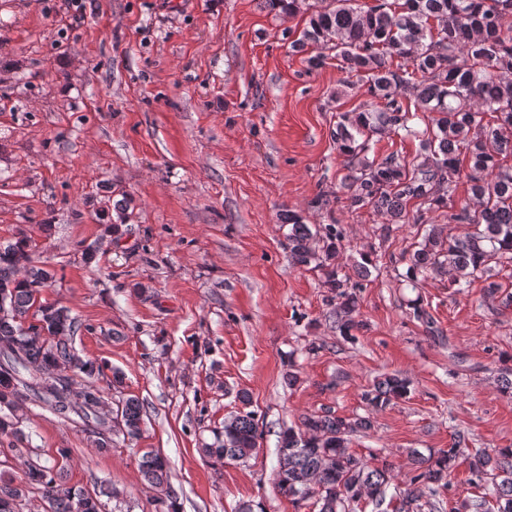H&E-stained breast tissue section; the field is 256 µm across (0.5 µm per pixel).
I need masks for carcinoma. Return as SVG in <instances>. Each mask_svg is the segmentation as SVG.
<instances>
[{"mask_svg": "<svg viewBox=\"0 0 512 512\" xmlns=\"http://www.w3.org/2000/svg\"><path fill=\"white\" fill-rule=\"evenodd\" d=\"M308 0H264V7L293 17ZM292 51L322 46L307 58L309 69L325 64L328 52L342 68L365 78L369 101L361 110L338 113L332 136L346 159L341 182L347 208L370 210L385 224H429L439 212L450 224H471L474 231L446 242L431 231L411 257L405 274L415 288L430 273L448 274L459 288L490 269L491 263H512V0H314ZM494 116L496 124L486 119ZM399 136L419 141L421 161L414 164L399 151L369 158L373 140ZM466 179L468 197L457 199L459 180ZM286 246L293 264L322 272L326 301L336 310L344 335L361 326L356 320V294L350 277L336 266L343 233L339 224L312 226L289 211ZM357 276L377 266L375 248L360 253ZM54 273L33 264L30 240L0 243V347L15 346L20 362L0 367V437L19 434L18 406L34 400L57 417L77 415L96 446L112 448V434L95 410L105 391L92 378L103 372L95 360L81 357L70 339L81 324L61 306L41 301L40 288L51 287ZM409 391L397 374L378 377L364 400L381 409ZM115 432L129 440L140 436L143 404L131 396L117 406ZM372 427L368 416L348 418L331 410L308 414L300 425L280 436L276 486L293 500L313 497L318 512H353L366 499L375 512L386 500L391 481L388 464L373 466L350 451V437ZM259 424L251 412L224 420L215 442L201 449L219 463L243 461L258 447ZM415 474L399 497L396 512L434 510L440 490L459 459L483 483L481 495L463 505L465 512H512V448L490 455L464 454L454 440L437 457L410 452ZM51 466L20 459V480L0 476V512L36 490L44 512H102L98 494L68 487L61 470L70 450L58 449ZM145 481L157 491L156 512H178L167 460L147 452L140 461ZM491 476L485 481V476Z\"/></svg>", "mask_w": 512, "mask_h": 512, "instance_id": "carcinoma-1", "label": "carcinoma"}]
</instances>
